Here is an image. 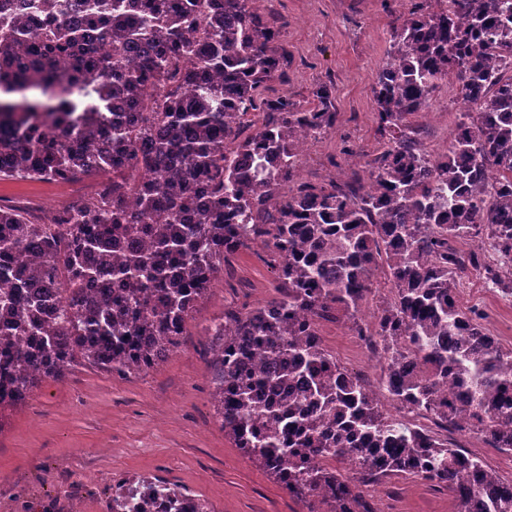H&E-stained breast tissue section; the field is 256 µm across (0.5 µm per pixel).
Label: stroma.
Instances as JSON below:
<instances>
[{"mask_svg": "<svg viewBox=\"0 0 512 512\" xmlns=\"http://www.w3.org/2000/svg\"><path fill=\"white\" fill-rule=\"evenodd\" d=\"M415 0H260L282 28L287 77L268 82L264 97L307 103L331 90L336 124L306 143L299 175L326 185L364 173L382 143L373 92L390 37ZM456 82L441 84L424 111L410 116L424 149L447 152L457 115L466 109ZM30 195L50 210L73 191L55 182L0 181V196ZM261 246L241 252L213 281L189 318L181 343L149 371L119 377L76 365L60 380H44L14 409L0 411V512H110L116 488L138 477L173 483L206 499L213 512H309L259 463L225 438L213 399L212 337L205 328L225 309L242 312L277 294L261 260ZM363 303L360 320L321 322L325 346L369 386L383 375V359L361 331L373 330L389 298L384 275ZM461 301L475 309L491 336L512 347V295L477 272L464 274ZM375 512H456L447 492L392 476L370 485Z\"/></svg>", "mask_w": 512, "mask_h": 512, "instance_id": "35a3bbf8", "label": "stroma"}]
</instances>
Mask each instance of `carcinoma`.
Returning <instances> with one entry per match:
<instances>
[{"label":"carcinoma","instance_id":"cac0c4a2","mask_svg":"<svg viewBox=\"0 0 512 512\" xmlns=\"http://www.w3.org/2000/svg\"><path fill=\"white\" fill-rule=\"evenodd\" d=\"M258 0H0V180L107 175L36 215L0 203V409L77 363L127 377L176 349L230 258L260 243L279 296L224 311L214 399L224 437L310 512H374L362 487L408 476L457 512H512V486L455 442L512 453V349L456 298L468 270L512 294V0H436L391 35L374 88L382 145L367 180H299L302 146L336 123L316 102L266 99L285 75ZM104 40L99 53L74 50ZM61 57L70 58L62 69ZM454 77L469 110L431 157L408 117ZM383 269L392 297L367 334L385 393L433 427L393 421L325 348L319 323L358 316ZM211 512L139 478L111 512Z\"/></svg>","mask_w":512,"mask_h":512}]
</instances>
